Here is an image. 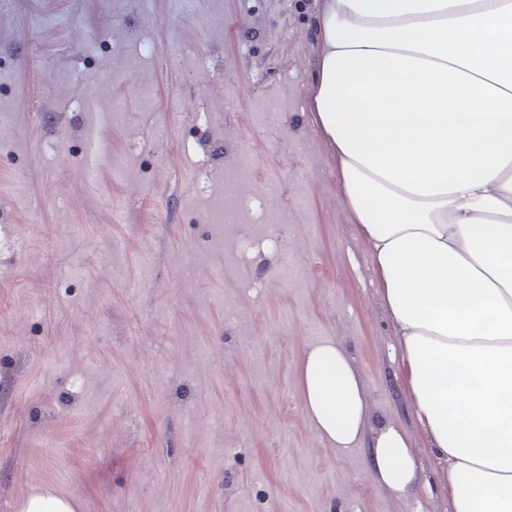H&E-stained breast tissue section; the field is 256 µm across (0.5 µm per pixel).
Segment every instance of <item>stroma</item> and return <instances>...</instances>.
Instances as JSON below:
<instances>
[{
	"instance_id": "obj_1",
	"label": "stroma",
	"mask_w": 512,
	"mask_h": 512,
	"mask_svg": "<svg viewBox=\"0 0 512 512\" xmlns=\"http://www.w3.org/2000/svg\"><path fill=\"white\" fill-rule=\"evenodd\" d=\"M315 8L0 0V226L24 242L0 246V512L46 489L80 512H454L307 119ZM244 151L281 221L222 234L200 190ZM325 337L370 429L408 433V492L311 430L297 365Z\"/></svg>"
}]
</instances>
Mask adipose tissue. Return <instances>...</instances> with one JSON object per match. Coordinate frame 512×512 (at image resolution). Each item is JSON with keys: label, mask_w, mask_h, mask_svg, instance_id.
<instances>
[{"label": "adipose tissue", "mask_w": 512, "mask_h": 512, "mask_svg": "<svg viewBox=\"0 0 512 512\" xmlns=\"http://www.w3.org/2000/svg\"><path fill=\"white\" fill-rule=\"evenodd\" d=\"M306 110L369 248L404 390L454 512H512V0H317ZM314 433L413 488L340 341L309 343Z\"/></svg>", "instance_id": "ef3b65f1"}]
</instances>
